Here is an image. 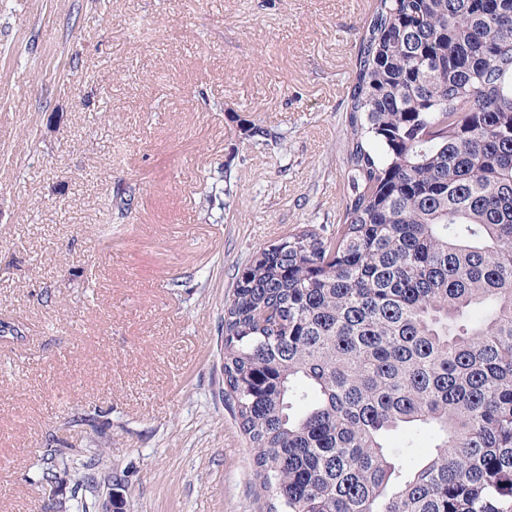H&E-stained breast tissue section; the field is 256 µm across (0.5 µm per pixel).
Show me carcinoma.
Returning a JSON list of instances; mask_svg holds the SVG:
<instances>
[{"label":"carcinoma","instance_id":"cac0c4a2","mask_svg":"<svg viewBox=\"0 0 512 512\" xmlns=\"http://www.w3.org/2000/svg\"><path fill=\"white\" fill-rule=\"evenodd\" d=\"M362 29L341 228L237 271L224 397L269 512H512V0H374ZM102 464L42 448L28 481L99 512Z\"/></svg>","mask_w":512,"mask_h":512}]
</instances>
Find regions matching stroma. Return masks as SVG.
<instances>
[{"label": "stroma", "instance_id": "stroma-1", "mask_svg": "<svg viewBox=\"0 0 512 512\" xmlns=\"http://www.w3.org/2000/svg\"><path fill=\"white\" fill-rule=\"evenodd\" d=\"M372 5L0 0V319L25 330L0 338V512H42L27 474L54 435L105 443L126 512H267L224 401V303L260 248L341 226ZM204 179L205 185L203 191L201 192V198L203 200L202 208H207L206 211H209L210 203L212 202L213 197H216L217 192L219 193L224 191L223 183H226L227 187V182L230 183V176L228 178V174L222 171V169L221 171L215 169L212 171L210 169L206 171V176Z\"/></svg>", "mask_w": 512, "mask_h": 512}]
</instances>
